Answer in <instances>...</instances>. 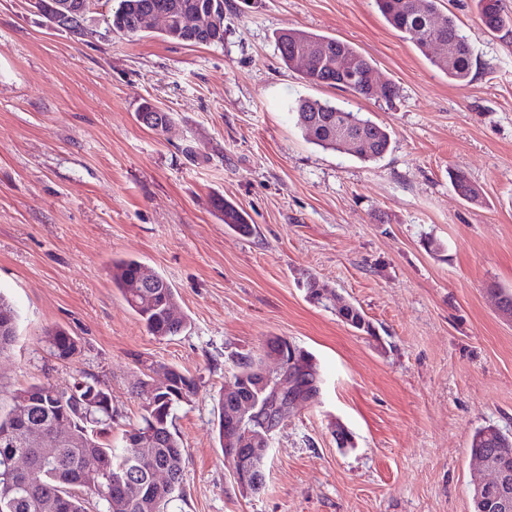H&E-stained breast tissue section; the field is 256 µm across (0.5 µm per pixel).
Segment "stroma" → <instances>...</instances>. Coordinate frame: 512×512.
<instances>
[{
	"label": "stroma",
	"instance_id": "obj_1",
	"mask_svg": "<svg viewBox=\"0 0 512 512\" xmlns=\"http://www.w3.org/2000/svg\"><path fill=\"white\" fill-rule=\"evenodd\" d=\"M442 2L472 45L464 82L374 0H224V41L207 46L108 32L116 0H98L81 37L30 0H0V293L20 313L0 405L35 383L94 377L119 447L140 415L137 382L166 363L199 379L175 421L182 512H472L486 474L471 433L512 434V320L492 293L512 289V32H487L476 0ZM288 28L348 41L397 96L308 84L280 60L275 34ZM301 97L385 127L388 153L364 161L309 142L290 110ZM147 102L170 114L167 131L138 122ZM454 170L481 203L458 196ZM219 196L247 211L251 234L224 223ZM125 256L176 288L182 334L149 335L113 290L109 266ZM309 275L362 309L375 336L309 301ZM55 326L77 336V358L44 349ZM270 336L312 353L324 387L246 495L224 466L217 402L236 356Z\"/></svg>",
	"mask_w": 512,
	"mask_h": 512
}]
</instances>
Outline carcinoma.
Returning <instances> with one entry per match:
<instances>
[{"label": "carcinoma", "mask_w": 512, "mask_h": 512, "mask_svg": "<svg viewBox=\"0 0 512 512\" xmlns=\"http://www.w3.org/2000/svg\"><path fill=\"white\" fill-rule=\"evenodd\" d=\"M377 8L390 27L409 32L415 37L418 50L438 70L454 81L468 79L472 69V51L468 36L455 19L440 9V0H420L419 8L412 0H375ZM481 21L490 32L506 27L500 0H477ZM160 7L169 16V24L160 31L165 39L186 45H212L224 42V30L215 29L209 39L199 38L187 28L185 20L198 11L209 10L224 15V0H118L117 7L106 23L113 30L129 37L143 33L140 17L145 11ZM448 44V59L433 56L428 51L430 40ZM313 42L324 46V55L302 72L311 85L350 91L365 99L372 98L368 75L374 71L370 58L353 45L338 38L306 31L283 30L277 34V50L282 63L292 67L301 43ZM293 111L297 123L311 143L325 149L339 150L336 131L344 128L365 138L367 149L357 151L365 161L382 158L389 149L390 135L386 129L364 117L327 100L300 98ZM147 114L146 127L165 131L171 123L169 113L146 104L137 116ZM459 196L477 202L481 193L464 174L454 180ZM215 207L224 216V223L242 234H248L245 211L222 197ZM112 286L115 287L144 324L147 332L160 339L180 334L187 327V317L180 309L176 289L154 268L134 257L112 259ZM308 298L327 308L336 306V292L317 278L306 280ZM338 317L351 327L372 334L364 313L352 304L338 310ZM19 315L13 303L0 294V354L10 349L18 335ZM51 355L68 359L80 352L79 342L66 329H49L43 336ZM263 365L260 351L241 354L234 361V379L242 382L247 398L255 404L254 419L266 416V390L257 377ZM157 368L171 375L177 390L175 395L153 393L150 381L139 382L141 399L140 421L130 427L137 432L139 443L112 447V397L107 386L84 376L75 379L67 390L49 383L32 384L16 391L10 409L0 413V512H170L177 501L185 499L182 486L185 465L182 441L175 428L177 409L195 396L198 383L195 376L165 364ZM299 389L305 401L312 399L324 380L312 354L298 349L293 364ZM231 400L224 394L218 401L217 433L222 455L231 459L236 484L240 492H254L249 481L240 474L249 473L265 481L264 464L259 453L243 455L230 447V430L224 415ZM39 430L40 441L30 438ZM471 455L488 456L496 463L512 468V437L495 426L476 429L470 439ZM20 456L24 466L17 472L8 469L5 461ZM95 460L99 470L91 472L86 463ZM161 468L170 476V483L158 488L151 480L152 470Z\"/></svg>", "instance_id": "carcinoma-1"}]
</instances>
